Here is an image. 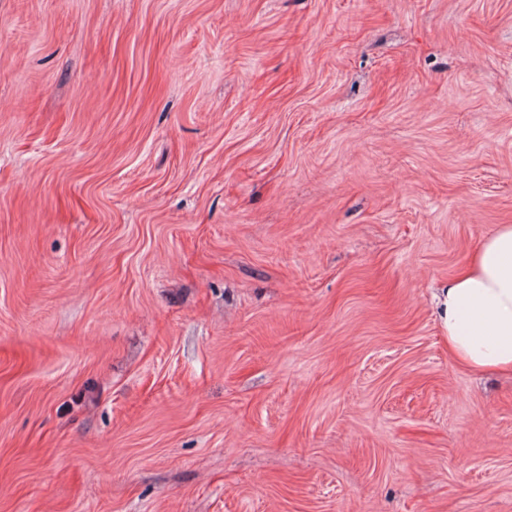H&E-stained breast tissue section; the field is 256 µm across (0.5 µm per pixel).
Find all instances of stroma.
Instances as JSON below:
<instances>
[{"instance_id": "obj_1", "label": "stroma", "mask_w": 512, "mask_h": 512, "mask_svg": "<svg viewBox=\"0 0 512 512\" xmlns=\"http://www.w3.org/2000/svg\"><path fill=\"white\" fill-rule=\"evenodd\" d=\"M501 224L512 0H0V512H512ZM436 298L448 351L459 363L474 372L512 370V224L485 238Z\"/></svg>"}]
</instances>
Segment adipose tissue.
Segmentation results:
<instances>
[{"mask_svg":"<svg viewBox=\"0 0 512 512\" xmlns=\"http://www.w3.org/2000/svg\"><path fill=\"white\" fill-rule=\"evenodd\" d=\"M436 305L448 350L475 372L512 370V224L484 239L440 289Z\"/></svg>","mask_w":512,"mask_h":512,"instance_id":"ef3b65f1","label":"adipose tissue"}]
</instances>
